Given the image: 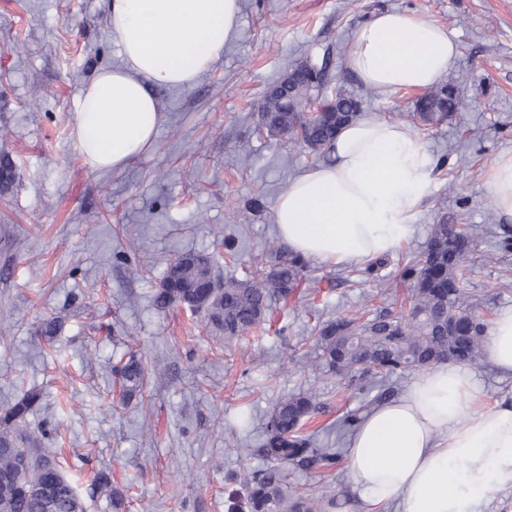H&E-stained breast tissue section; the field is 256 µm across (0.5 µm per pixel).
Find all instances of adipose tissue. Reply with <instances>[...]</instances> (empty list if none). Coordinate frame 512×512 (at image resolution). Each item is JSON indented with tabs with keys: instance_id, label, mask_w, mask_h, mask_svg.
Returning a JSON list of instances; mask_svg holds the SVG:
<instances>
[{
	"instance_id": "adipose-tissue-1",
	"label": "adipose tissue",
	"mask_w": 512,
	"mask_h": 512,
	"mask_svg": "<svg viewBox=\"0 0 512 512\" xmlns=\"http://www.w3.org/2000/svg\"><path fill=\"white\" fill-rule=\"evenodd\" d=\"M240 0H109L123 63L100 69L77 95L74 147L90 171L117 170L152 146L163 114L152 87L191 89L224 51ZM447 28L415 13L380 11L354 29L347 62L359 82L396 93L426 90L454 67ZM435 161L420 132L383 118L341 129L329 162L295 177L275 204L292 254L330 266L394 252L416 230ZM494 209L512 217V152L484 174ZM485 359L512 376V309L487 330ZM482 395L468 365L414 374L405 393L368 412L347 447V477L373 512H485L512 490V402L465 413Z\"/></svg>"
}]
</instances>
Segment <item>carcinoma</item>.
<instances>
[{
	"label": "carcinoma",
	"mask_w": 512,
	"mask_h": 512,
	"mask_svg": "<svg viewBox=\"0 0 512 512\" xmlns=\"http://www.w3.org/2000/svg\"><path fill=\"white\" fill-rule=\"evenodd\" d=\"M291 73L292 91L265 99L266 132L281 137L287 129H300L302 138H288L290 145L327 151L341 126L363 116L362 98L339 89L335 98L324 101L329 110L311 121L308 92L324 84L326 68L299 64ZM412 106L410 112L395 113L396 118L433 126L452 120L465 103L444 84L426 90ZM470 243L465 228L432 225L427 247L410 257L402 271L410 287L408 311L367 317L338 314L322 321L313 339L316 363L341 377L363 376L367 390H377L373 398L377 403L393 396L390 382L422 368L447 361L480 366L485 358L487 323L468 302L464 289L474 259ZM306 271V259L273 248L269 259L258 263L247 278L226 279L208 255L189 252L169 264L155 302L161 309L188 308L211 331L232 341L266 322L271 298L288 297ZM112 375L123 397L141 395L146 367L136 353L121 357L112 366ZM41 401V392L30 389L0 407V512H87L54 451L41 447V438L25 430L28 417L40 410ZM319 409V396L314 392L291 393L277 401L258 449L268 466L259 471L244 469L237 475L245 490L242 512H326L321 498L286 488L283 470L286 465L330 467L342 459V448H319L316 435L305 432ZM93 492L114 500L112 478L96 476Z\"/></svg>",
	"instance_id": "cac0c4a2"
}]
</instances>
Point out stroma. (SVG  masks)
I'll return each mask as SVG.
<instances>
[{
  "label": "stroma",
  "instance_id": "1",
  "mask_svg": "<svg viewBox=\"0 0 512 512\" xmlns=\"http://www.w3.org/2000/svg\"><path fill=\"white\" fill-rule=\"evenodd\" d=\"M222 55L189 90L154 91L163 121L132 164L88 171L72 138L79 90L121 65L107 0H0V157L15 180L0 190V406L29 389L43 408L29 427L61 449L60 464L87 512H235L242 468L256 455L283 395L316 392L309 430L328 429L367 400L358 382L312 359V329L337 314L396 310L406 258L433 224L476 228L466 289L485 319L512 308V217L491 206L484 171L512 152V0H240ZM378 10L414 12L446 27L459 59L445 81L468 103L421 132L440 165L412 238L378 273L311 265L316 287L273 301L264 325L227 342L187 309L157 310L168 265L207 253L225 277H244L278 242L274 206L314 164L307 149L268 136L266 90L288 68L328 64L327 95L363 90L346 63L354 27ZM235 239L234 251L224 243ZM61 329L41 342L39 322ZM131 351L148 363L142 396L123 402L111 368ZM99 472L123 494L120 510L92 496ZM289 486L363 512L346 465L286 467Z\"/></svg>",
  "mask_w": 512,
  "mask_h": 512
}]
</instances>
